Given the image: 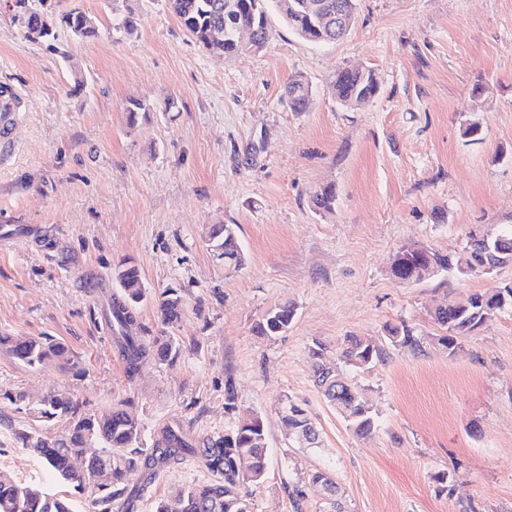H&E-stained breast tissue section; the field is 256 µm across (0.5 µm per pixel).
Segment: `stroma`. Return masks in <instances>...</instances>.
<instances>
[{"instance_id": "35a3bbf8", "label": "stroma", "mask_w": 512, "mask_h": 512, "mask_svg": "<svg viewBox=\"0 0 512 512\" xmlns=\"http://www.w3.org/2000/svg\"><path fill=\"white\" fill-rule=\"evenodd\" d=\"M53 4L94 18L97 37L62 30L49 48L0 7V80L29 97L16 155L0 166V335L55 337L79 368L30 369L0 349V392L66 390L95 415L132 399L147 446L178 419L200 439L259 414L269 460L254 512H330L307 481L319 469L348 512H512V310L452 352L430 316L446 298L512 283V265L419 283L391 272L402 244L447 252L469 232L512 224V0H357L349 33L322 44L273 10L263 49L233 58L203 49L165 0ZM130 11L137 31H115ZM343 68L373 71L376 96L338 103L332 82ZM296 78L312 90L304 112L284 98ZM132 98L146 104L133 119ZM328 185L330 212L311 201ZM214 224L236 225L240 269L207 247ZM125 259L146 288L137 335L182 344L175 363L132 379L102 313ZM171 286L184 313L167 327L154 300ZM285 303L296 308L287 331L257 336L255 323ZM400 323L421 350L386 344ZM353 334L385 350L349 374L378 416L365 437L318 391L308 356L313 341L333 347ZM286 395L315 422L319 447L288 437L278 415ZM36 426L0 402V471L62 490L18 438ZM208 478L193 460L165 470L139 512Z\"/></svg>"}]
</instances>
